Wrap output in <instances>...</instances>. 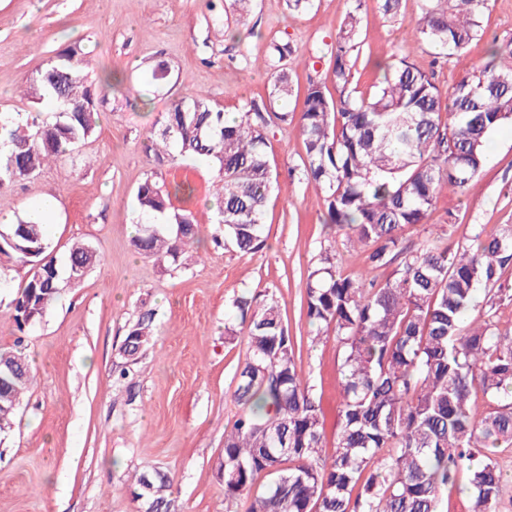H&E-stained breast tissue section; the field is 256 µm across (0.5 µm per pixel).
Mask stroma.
Here are the masks:
<instances>
[{"mask_svg": "<svg viewBox=\"0 0 512 512\" xmlns=\"http://www.w3.org/2000/svg\"><path fill=\"white\" fill-rule=\"evenodd\" d=\"M349 7L350 0H311L293 11L287 0H255L241 23L233 0H0V113L33 111L28 80L71 46L92 89H103L105 73L122 79L105 89L98 127L77 153L0 189V216L13 219L52 199L45 233L56 259L77 241L100 257L81 282H62L43 318L21 331L10 302L30 267L0 254V347H20L32 374L11 427L0 431V512H144L137 479L157 472L171 481L168 512H246L247 501L224 498V431L240 411L234 392L245 347L232 301L244 291L276 298L290 335L302 337L299 363L324 413L322 454L332 455L339 347L331 336L313 339L305 280L324 251H335L346 274L365 268L366 252L323 224L322 196L302 174L297 125L268 133L280 190L267 204L265 244L248 254L212 241L222 231L214 167L158 164L147 136L189 93H204L228 112L267 101L273 39L301 56L292 72L299 88L325 76ZM420 16L421 0H402L392 17L377 0H363L353 69L359 91L375 81L371 60L390 52L433 72L441 90L462 77L454 60L435 59L412 40ZM483 28L467 51L478 66L489 49L512 51V0H487ZM161 62L169 75L153 80ZM486 149L488 162L465 192L443 191L427 222L406 228L407 239L443 234L463 245L476 229L512 224V125L494 131ZM150 176L170 186L187 178L195 187L172 200L199 226L184 270L131 245L135 193ZM149 312L153 334L128 360V331Z\"/></svg>", "mask_w": 512, "mask_h": 512, "instance_id": "35a3bbf8", "label": "stroma"}]
</instances>
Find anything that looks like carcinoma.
<instances>
[{
	"instance_id": "carcinoma-1",
	"label": "carcinoma",
	"mask_w": 512,
	"mask_h": 512,
	"mask_svg": "<svg viewBox=\"0 0 512 512\" xmlns=\"http://www.w3.org/2000/svg\"><path fill=\"white\" fill-rule=\"evenodd\" d=\"M486 0H422L414 31L438 57L465 58L483 34ZM352 0L336 36L325 79H309L299 132L304 175L322 193L326 223L347 229L367 248L371 270L392 268L383 282L368 272L344 274L327 252L309 270L305 310L317 335L339 344L340 423L335 452L320 455V400L297 362L301 342L288 332L278 302L243 293L233 308L247 336L235 399L241 412L224 432V498L251 495L247 512H439L441 492L464 475V512H500L498 451L512 447V333L469 320L476 291L491 292L489 310L512 298L499 287L512 264V225L452 247L441 237L410 244L405 228L427 223L438 195L466 189L485 167L489 133L512 122V63L505 57L466 73L448 91L433 74L394 55L376 64L368 95L352 88V52L362 23ZM294 49L271 46L269 102L251 101L229 122L195 94L175 103L150 131L156 160L209 161L218 170L215 201L224 248L252 253L265 242L264 215L277 180L265 148L271 127L294 122L274 104L294 93L288 61ZM76 52L33 79L37 102L51 117L27 113L25 125L0 113V188L38 174L73 153L97 127L106 98L92 92ZM336 96L326 95V82ZM169 189L148 177L137 189L139 234L134 248L174 270L198 235L192 213L171 204ZM44 214L9 226L22 262L45 258ZM96 260L75 243L65 277L81 281ZM34 287L28 277L13 300L15 319ZM17 375L0 385V427L10 424L31 384L25 357L0 348ZM482 394L485 404L476 401ZM146 512L167 510V475L138 479Z\"/></svg>"
}]
</instances>
